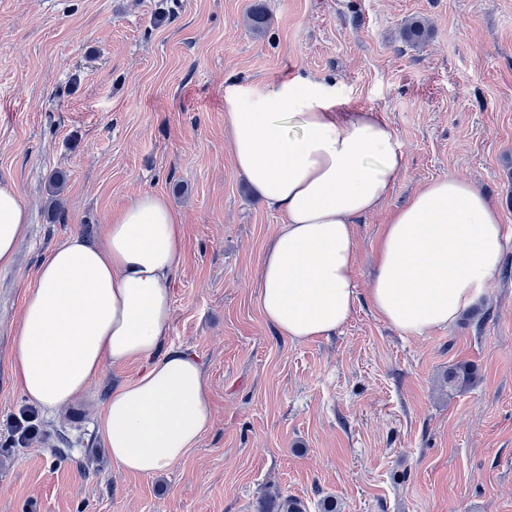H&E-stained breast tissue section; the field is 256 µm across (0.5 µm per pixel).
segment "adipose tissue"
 <instances>
[{
	"label": "adipose tissue",
	"mask_w": 512,
	"mask_h": 512,
	"mask_svg": "<svg viewBox=\"0 0 512 512\" xmlns=\"http://www.w3.org/2000/svg\"><path fill=\"white\" fill-rule=\"evenodd\" d=\"M224 126L237 171L284 223L260 269V308L279 335L327 337L355 300L353 224L381 209L404 154L388 121L336 103L307 77L260 90L228 86ZM28 222L13 187L0 185V267L10 266ZM104 245L70 235L41 261L12 332V372L33 404L57 409L105 365H142L113 390L99 426L112 462L139 475L173 468L211 426L194 354L165 346L170 282L183 253L178 214L143 194L113 213ZM498 208L472 182L447 175L393 212L370 283L372 308L403 333L453 324L486 292L502 253Z\"/></svg>",
	"instance_id": "adipose-tissue-1"
}]
</instances>
